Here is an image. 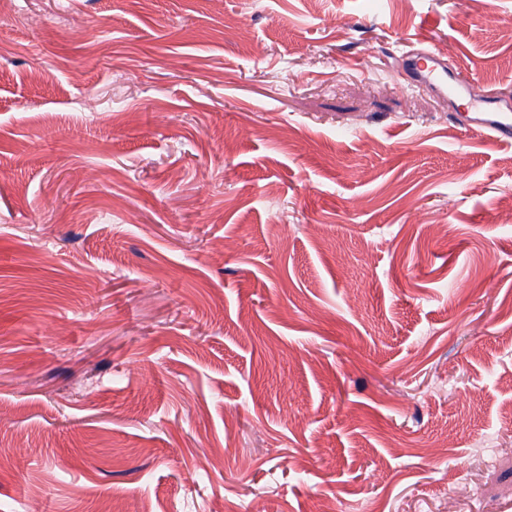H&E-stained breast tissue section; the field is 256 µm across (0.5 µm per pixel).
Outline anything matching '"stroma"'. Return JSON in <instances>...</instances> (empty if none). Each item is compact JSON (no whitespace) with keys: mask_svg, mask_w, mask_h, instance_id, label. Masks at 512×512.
<instances>
[{"mask_svg":"<svg viewBox=\"0 0 512 512\" xmlns=\"http://www.w3.org/2000/svg\"><path fill=\"white\" fill-rule=\"evenodd\" d=\"M26 2L0 512H512V0ZM407 65L416 81L431 86L439 94L446 96L449 86L457 98L467 97V83L460 78L451 80L447 64L432 48L413 50L407 57ZM467 112L469 126L488 135L494 142H512V109L492 98L482 100Z\"/></svg>","mask_w":512,"mask_h":512,"instance_id":"1","label":"stroma"}]
</instances>
